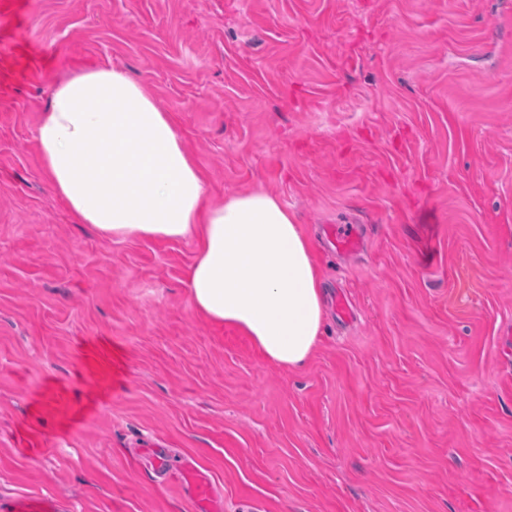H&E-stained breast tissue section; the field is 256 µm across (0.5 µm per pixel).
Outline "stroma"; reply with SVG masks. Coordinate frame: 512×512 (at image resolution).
Here are the masks:
<instances>
[{
	"mask_svg": "<svg viewBox=\"0 0 512 512\" xmlns=\"http://www.w3.org/2000/svg\"><path fill=\"white\" fill-rule=\"evenodd\" d=\"M112 67L172 113L208 204L268 191L312 239L327 316L303 367L189 307L194 240L105 238L53 192L51 86ZM18 496L512 512V0H0V500Z\"/></svg>",
	"mask_w": 512,
	"mask_h": 512,
	"instance_id": "stroma-1",
	"label": "stroma"
}]
</instances>
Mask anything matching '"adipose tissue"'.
Masks as SVG:
<instances>
[{"mask_svg": "<svg viewBox=\"0 0 512 512\" xmlns=\"http://www.w3.org/2000/svg\"><path fill=\"white\" fill-rule=\"evenodd\" d=\"M35 138L79 223L112 239L195 240L193 311L250 336L269 364L307 363L323 334L322 280L311 239L277 196L250 190L206 205L171 116L114 68L54 86Z\"/></svg>", "mask_w": 512, "mask_h": 512, "instance_id": "ef3b65f1", "label": "adipose tissue"}]
</instances>
